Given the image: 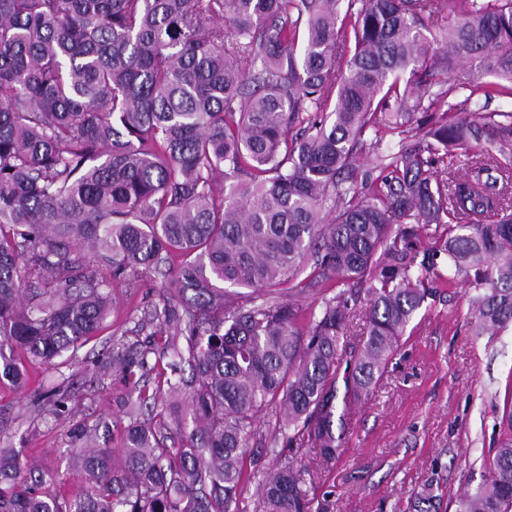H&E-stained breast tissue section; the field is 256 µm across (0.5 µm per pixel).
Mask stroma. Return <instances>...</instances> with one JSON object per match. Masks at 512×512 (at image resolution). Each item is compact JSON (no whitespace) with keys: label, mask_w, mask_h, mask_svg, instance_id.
I'll use <instances>...</instances> for the list:
<instances>
[{"label":"stroma","mask_w":512,"mask_h":512,"mask_svg":"<svg viewBox=\"0 0 512 512\" xmlns=\"http://www.w3.org/2000/svg\"><path fill=\"white\" fill-rule=\"evenodd\" d=\"M166 289L160 277L135 288L113 283L109 317L75 357L52 366L25 362V389L0 384V448L20 450L22 458L56 476L62 490L82 493L84 478L71 464L72 423L99 422L100 444L117 448L127 422L118 401L129 387L102 369L103 352L116 340L151 342L155 352L140 386L155 390L170 375L167 358L158 353L163 337L138 328L145 312L161 305ZM511 379L512 328L493 337L473 335L465 285L439 286L408 327L379 386L345 415L346 443L309 491L314 508L416 512L417 498L429 489L435 496L431 512H455L463 489L481 481L483 461L500 438ZM60 383L69 408L61 418L39 410L31 395ZM263 434L245 464L241 512H261L259 483L267 471L291 461L315 465L308 449L272 443L271 426Z\"/></svg>","instance_id":"1"}]
</instances>
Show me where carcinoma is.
<instances>
[{
    "label": "carcinoma",
    "instance_id": "cac0c4a2",
    "mask_svg": "<svg viewBox=\"0 0 512 512\" xmlns=\"http://www.w3.org/2000/svg\"><path fill=\"white\" fill-rule=\"evenodd\" d=\"M466 65L496 82L436 80ZM504 89L512 0H0V383L24 384L20 353L52 365L82 347L112 281L151 275L173 287L144 320L167 334V392L192 371L180 447L161 389L132 392L121 447L71 426L80 497L0 448V512H240L265 417L282 447L335 460L336 418L387 372L436 281L473 290L479 334L512 327V111L474 100ZM370 152L379 175L360 177ZM448 156L464 173L438 167ZM293 282L338 287L305 329L276 297ZM147 354L115 343L106 365L129 381ZM500 430L457 512H512V386ZM306 471L271 470L263 512H311ZM166 421L172 436V440L168 441V444L171 445L172 443L175 448H178L192 428L191 412L187 404L183 400H180L174 405H168ZM178 421H182L184 429L180 430L176 426V422Z\"/></svg>",
    "mask_w": 512,
    "mask_h": 512
}]
</instances>
